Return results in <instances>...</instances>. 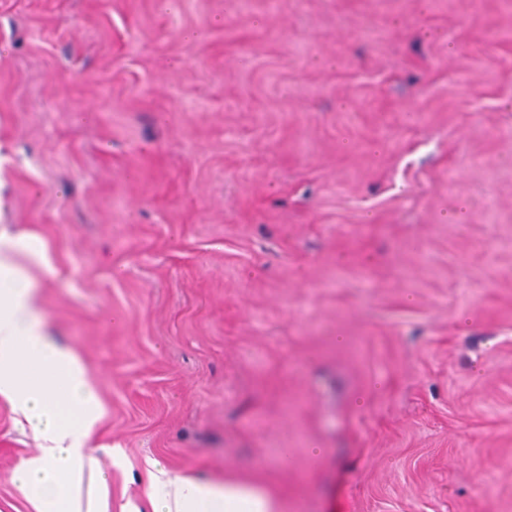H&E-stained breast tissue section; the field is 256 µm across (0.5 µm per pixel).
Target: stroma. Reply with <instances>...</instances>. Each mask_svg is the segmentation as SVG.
I'll return each mask as SVG.
<instances>
[{"label": "stroma", "instance_id": "obj_1", "mask_svg": "<svg viewBox=\"0 0 512 512\" xmlns=\"http://www.w3.org/2000/svg\"><path fill=\"white\" fill-rule=\"evenodd\" d=\"M0 225L113 512H512V0H0ZM36 448L0 399V512ZM148 511L132 505L122 512H284L286 501L265 483L167 475L159 467L146 492Z\"/></svg>", "mask_w": 512, "mask_h": 512}]
</instances>
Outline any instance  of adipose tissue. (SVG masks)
<instances>
[{
  "label": "adipose tissue",
  "instance_id": "ef3b65f1",
  "mask_svg": "<svg viewBox=\"0 0 512 512\" xmlns=\"http://www.w3.org/2000/svg\"><path fill=\"white\" fill-rule=\"evenodd\" d=\"M49 266L41 239L0 229V399L38 439L14 481L34 512H112L107 478L89 451L102 415L95 387L77 353L49 331L39 288L25 261ZM146 507L128 512H285L265 483L170 475L150 477Z\"/></svg>",
  "mask_w": 512,
  "mask_h": 512
}]
</instances>
